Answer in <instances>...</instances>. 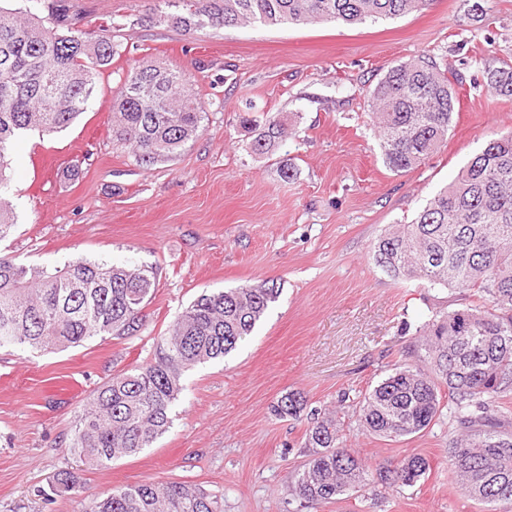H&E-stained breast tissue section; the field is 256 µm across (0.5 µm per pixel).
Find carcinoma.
Masks as SVG:
<instances>
[{"mask_svg": "<svg viewBox=\"0 0 512 512\" xmlns=\"http://www.w3.org/2000/svg\"><path fill=\"white\" fill-rule=\"evenodd\" d=\"M427 2L155 0V10L159 19L189 32L246 24L352 26L417 12ZM116 54L108 29L87 37L0 9V186L15 141L28 131L49 135L70 126ZM462 83L457 71L421 58L392 66L368 90L390 170L415 168L447 141ZM471 84L511 98L512 68L485 69ZM206 114L185 72L146 62L120 81L112 138L130 148L138 165L150 167L180 155L198 137ZM284 130L279 116L266 117L252 152L271 153ZM14 226L9 202L0 196V240ZM374 256L394 276L474 292L485 305H465L423 323L431 371L395 368L364 394L363 424L383 438L418 434L439 417L446 388L448 417L463 430L449 443L451 468L468 495L493 512H509L512 432L501 430L488 408L512 387V132L491 139L412 223L380 237ZM155 290L154 272L131 261L80 257L48 271L1 255L0 348L53 352L95 338L136 336ZM278 296V288L261 282L196 298L157 338L149 363L112 376L91 393L75 417V454L97 466L151 447L170 428L183 373L234 351ZM273 411L281 418L309 416L304 447L312 452L291 476L294 496L320 504L367 485L366 465L342 445L333 418L307 411L298 392L281 396ZM428 469L426 458L412 455L379 472V479L413 487ZM77 481L74 472L62 471L54 491H71ZM81 512H223V504L197 484L145 480L114 489Z\"/></svg>", "mask_w": 512, "mask_h": 512, "instance_id": "1", "label": "carcinoma"}]
</instances>
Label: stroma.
<instances>
[{
	"mask_svg": "<svg viewBox=\"0 0 512 512\" xmlns=\"http://www.w3.org/2000/svg\"><path fill=\"white\" fill-rule=\"evenodd\" d=\"M154 0H0L47 28H109L119 46L83 114L63 131L22 135L8 200L16 220L0 253L46 268L79 257L153 268L157 288L139 335L54 353L0 349V512H79L113 488L184 481L222 494L224 512H486L448 464L456 423L388 440L365 430L360 403L392 370L416 362L425 321L466 304L451 288L395 278L373 245L411 223L489 140L512 131V99L458 88L448 141L406 173L383 163L366 92L420 57L471 76L512 65V0H429L421 11L354 27L249 26L197 32L149 22ZM185 71L205 102L199 137L175 160L139 167L112 140V102L132 67ZM287 116L274 152L248 145L268 114ZM251 124H243L242 116ZM293 179H284L283 167ZM268 281L280 295L224 358L195 366L169 430L105 468L79 465L74 418L113 375L150 360L154 342L204 293ZM331 413L344 445L378 474L419 454L416 486L373 482L327 504L293 496L306 420L276 417L288 392ZM346 403H339L342 392ZM80 486L53 492L56 475Z\"/></svg>",
	"mask_w": 512,
	"mask_h": 512,
	"instance_id": "stroma-1",
	"label": "stroma"
}]
</instances>
